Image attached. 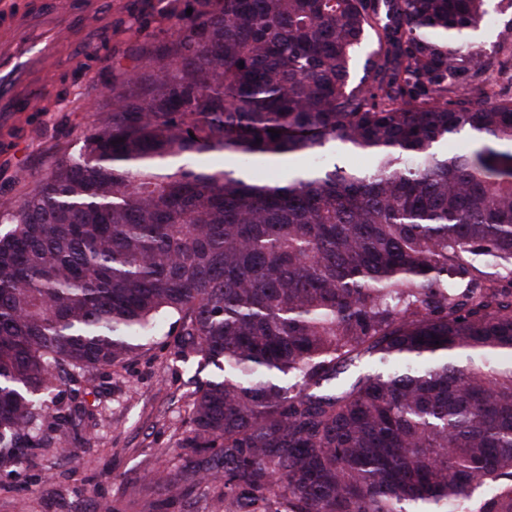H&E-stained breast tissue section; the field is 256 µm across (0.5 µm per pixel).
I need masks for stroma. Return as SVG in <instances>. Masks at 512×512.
<instances>
[{"label": "stroma", "instance_id": "1", "mask_svg": "<svg viewBox=\"0 0 512 512\" xmlns=\"http://www.w3.org/2000/svg\"><path fill=\"white\" fill-rule=\"evenodd\" d=\"M496 27L477 26L465 43L504 58L499 25L512 21V9L490 0ZM128 32L114 31L109 43L86 54L77 82L62 86L69 67L59 62L47 76L46 112H18L0 124V202L17 201L23 184L42 178L56 161L78 155L82 131L90 125L91 105L102 104L103 85L132 66ZM199 377L194 361L173 353L172 337H156L124 366L94 375L80 400L86 409L78 443L56 440L26 455L13 469L0 471V512H213L216 491L194 487L183 499L169 500L159 480L185 464L179 443L188 404Z\"/></svg>", "mask_w": 512, "mask_h": 512}]
</instances>
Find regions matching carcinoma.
Instances as JSON below:
<instances>
[{"instance_id": "1", "label": "carcinoma", "mask_w": 512, "mask_h": 512, "mask_svg": "<svg viewBox=\"0 0 512 512\" xmlns=\"http://www.w3.org/2000/svg\"><path fill=\"white\" fill-rule=\"evenodd\" d=\"M199 2L168 37L138 30L81 152L0 204V467L172 315L175 354L218 375L168 497L448 512L484 489L467 512H512V95L491 81L512 58L460 43L486 0ZM462 133L480 145L441 151ZM337 146L372 168L199 161ZM55 419L80 437L77 411Z\"/></svg>"}]
</instances>
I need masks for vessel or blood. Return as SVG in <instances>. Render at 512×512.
<instances>
[{"label":"vessel or blood","instance_id":"b4317fda","mask_svg":"<svg viewBox=\"0 0 512 512\" xmlns=\"http://www.w3.org/2000/svg\"><path fill=\"white\" fill-rule=\"evenodd\" d=\"M0 120L37 109L46 93L40 73L52 68L57 50L69 36L61 16L34 20L0 8Z\"/></svg>","mask_w":512,"mask_h":512}]
</instances>
